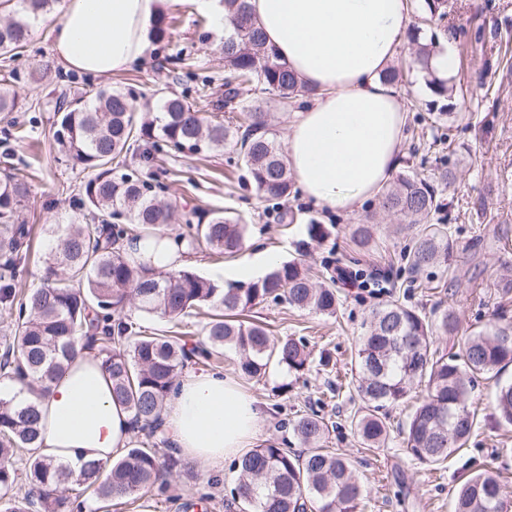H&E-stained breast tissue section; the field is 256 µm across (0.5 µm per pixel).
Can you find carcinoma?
<instances>
[{"mask_svg":"<svg viewBox=\"0 0 512 512\" xmlns=\"http://www.w3.org/2000/svg\"><path fill=\"white\" fill-rule=\"evenodd\" d=\"M13 3L0 23L3 80L14 79L11 63L26 47L37 21L54 12L58 0H0ZM233 31L224 37V94L202 99L204 107L242 112L245 124L233 130L207 120L182 98L163 96L149 118L138 116L128 95L112 87L73 91L63 87L50 100L59 114L53 133L58 153L71 168L89 174L78 197L79 215L50 227L51 249L42 258V285L17 298L15 281L30 249L32 227L22 218L29 200L28 182L14 173L0 177V312L14 318L13 341L0 353V374L45 390L66 371L76 343L97 348L112 381V398L124 405L141 433L139 447L128 448L110 464L90 462L78 476L34 448L39 414L32 403L0 398V512H83L86 494L110 502L143 491L165 496L169 477L180 465L176 449L162 450L161 413L175 380L194 358L208 363L231 346L241 354L240 371L257 377L270 365L289 371L305 368L302 339L274 338L259 324L239 319L257 301H284L289 306L334 315L336 289L316 287L310 270L285 262L248 287H226L196 273L159 271L122 249L126 239L164 237L172 221L189 232L173 242L192 249L205 240L218 255L244 246L247 225L224 211L195 209L180 213L157 197L160 183L136 169L114 166L138 144L151 162L165 149L222 152L231 144L249 178L267 197L281 200L292 190L287 156L270 137L263 113L245 104L243 91L272 94L292 101L297 80L253 16L248 0H224ZM174 17L160 15L152 38L160 42L173 29ZM383 208L401 214L406 228L416 229L409 256L420 271L448 254V232L430 223L443 210L429 181L417 173L399 178V187L383 197ZM156 313L180 325L188 316L206 314V338L188 345L183 333L145 335L125 313L127 305ZM459 330L455 312L431 321L419 311L393 301L371 313L359 340L355 367L363 402L351 424L362 442L379 448L390 435L384 410L407 398L418 381L426 395L402 427L403 444L412 459L427 465L444 462L463 448L477 424L466 397L477 377L512 363V320L500 318L487 330L465 337L454 355L433 349L435 335ZM499 417L512 424V383L495 390ZM305 445L296 453L273 442L261 444L235 463V498L251 512H358L361 484L356 469L340 454L323 448L329 425L305 414L292 424ZM28 454L25 471L14 460ZM512 492L492 470L468 477L458 492L455 512H509Z\"/></svg>","mask_w":512,"mask_h":512,"instance_id":"cac0c4a2","label":"carcinoma"}]
</instances>
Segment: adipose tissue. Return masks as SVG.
I'll return each mask as SVG.
<instances>
[{
  "label": "adipose tissue",
  "mask_w": 512,
  "mask_h": 512,
  "mask_svg": "<svg viewBox=\"0 0 512 512\" xmlns=\"http://www.w3.org/2000/svg\"><path fill=\"white\" fill-rule=\"evenodd\" d=\"M163 0H64L54 56L94 74L124 70L151 47L150 25ZM266 40L288 63L310 101L289 126L288 165L304 197L343 213L373 198L399 165L405 115L395 83L384 78L412 25L411 0H250ZM126 249L153 268L179 269L185 250L148 237ZM0 398L36 404L40 456L80 472L112 462L136 442L132 416L112 399L97 350L82 348L66 373L36 394L11 381ZM264 411L231 379L186 371L168 396L166 435L191 464L212 469L257 437Z\"/></svg>",
  "instance_id": "obj_1"
}]
</instances>
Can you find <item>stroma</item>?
Returning a JSON list of instances; mask_svg holds the SVG:
<instances>
[{"instance_id": "stroma-1", "label": "stroma", "mask_w": 512, "mask_h": 512, "mask_svg": "<svg viewBox=\"0 0 512 512\" xmlns=\"http://www.w3.org/2000/svg\"><path fill=\"white\" fill-rule=\"evenodd\" d=\"M61 10L36 26L24 53L14 62L11 84L19 109L0 115V171L28 177L31 197L25 216L34 227V255L16 282L19 292L40 287V262L49 244L48 224L77 212L76 198L83 178L67 168L51 148L50 109L36 110L33 97L47 98L64 84L112 86L129 92L135 105L173 93L195 103L205 81L224 82V35L214 28L199 31L194 15L180 13L181 21L168 40L153 43L151 51L126 70L98 75L62 68L52 56L53 29ZM433 43L436 52H449L453 70L444 95H437L416 58V42H406L393 62L400 70L406 112L405 139L399 153L398 175L416 172L431 178L444 204L451 249L446 260L416 271L407 255L414 240L401 230L398 215L387 212L381 198L364 202L347 215L315 206L300 191L288 200L270 201L249 180L233 148L224 152L170 154L163 199L179 210L195 207L223 209L226 216L247 223L243 250L231 258H216L206 244L188 257V269L219 280L223 269L248 262L255 253L276 252L281 261H295L311 269L370 273L383 270L386 281L367 288H352L341 281L333 286L340 298L335 315L288 308L286 303L263 301L246 314L264 325L272 336L302 338L310 360L304 370L289 372L270 366L264 375L250 378L239 369L240 355L224 351L223 373L263 407L260 440L302 451L291 424L300 415L316 413L329 422L325 445L354 465L363 485L361 512H453L460 479L485 469L497 472L512 490V426L501 423L494 404L496 381H512V364L499 379H482L467 402L478 413V425L466 448L441 465L412 460L400 429L424 388L412 385L404 403L390 409V437L385 447L368 449L350 427L361 404L357 392L355 354L373 310L391 301L419 310L427 317L455 310L458 335L438 336L440 351L459 352L462 337L471 329L496 322L499 314L512 318V0H448L443 18L422 26L417 42ZM193 48L196 66L185 72L176 63L181 49ZM325 225L327 239L317 243L306 235L310 223ZM375 227L366 247L353 240L356 225ZM330 363H322L321 353ZM232 460L210 471L200 467L202 481L174 473L166 500L146 495L129 504L112 503L111 512H187L191 499L207 492V479L217 480L221 491L209 512H240L232 501L235 473Z\"/></svg>"}]
</instances>
